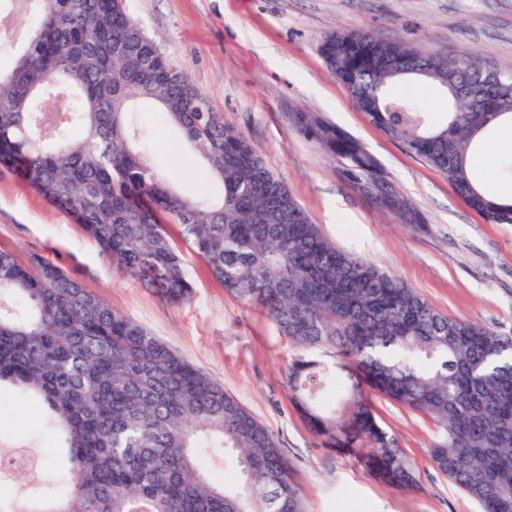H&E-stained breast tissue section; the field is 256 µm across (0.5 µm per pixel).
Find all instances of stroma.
I'll return each mask as SVG.
<instances>
[{
	"instance_id": "1",
	"label": "stroma",
	"mask_w": 512,
	"mask_h": 512,
	"mask_svg": "<svg viewBox=\"0 0 512 512\" xmlns=\"http://www.w3.org/2000/svg\"><path fill=\"white\" fill-rule=\"evenodd\" d=\"M159 53L240 132L337 246L401 278L444 314L512 334V224H489L424 159L359 112L319 46L336 31L402 39L422 52L486 65L512 62V0H125ZM314 112L361 141L388 181L425 215L397 223L354 190L340 158L299 134ZM140 143L182 195L216 201L180 131L161 113L133 116ZM168 231L194 285L185 304L165 302L119 271L81 225L0 171V250L43 257L145 327L177 356L221 383L271 433L291 462L305 512H482L432 461L430 419L382 397L379 421L399 441L422 486L408 493L368 478L325 448L288 400L285 369L300 350L262 309L238 301L180 234ZM0 438L23 439L48 473L61 466L42 408L0 392Z\"/></svg>"
}]
</instances>
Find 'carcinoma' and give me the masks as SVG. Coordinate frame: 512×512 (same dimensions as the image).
Returning a JSON list of instances; mask_svg holds the SVG:
<instances>
[{
  "instance_id": "1",
  "label": "carcinoma",
  "mask_w": 512,
  "mask_h": 512,
  "mask_svg": "<svg viewBox=\"0 0 512 512\" xmlns=\"http://www.w3.org/2000/svg\"><path fill=\"white\" fill-rule=\"evenodd\" d=\"M33 27L0 71V168L68 214L120 270L171 303L193 286L165 229L177 224L212 275L259 304L304 350L288 398L322 444L373 478L421 490L397 439L377 421L380 394L431 418L435 466L483 512H512V336L449 317L401 279L338 248L246 139L170 65L124 0H0V18ZM320 51L356 108L448 179L488 224H512V201L489 195L468 156L504 119L474 111L467 89L491 73L488 107L512 105V64L482 67L365 32L327 35ZM405 76L446 89V123L391 93ZM153 104L223 185L219 204L175 193L136 145L135 107ZM297 131L346 161L349 184L403 224L424 218L384 180L356 138L311 112ZM0 388L31 395L61 436L67 467L52 496L0 494V512H303L292 466L224 386L142 325L39 256L0 252ZM236 454L238 477L215 481L198 450Z\"/></svg>"
}]
</instances>
